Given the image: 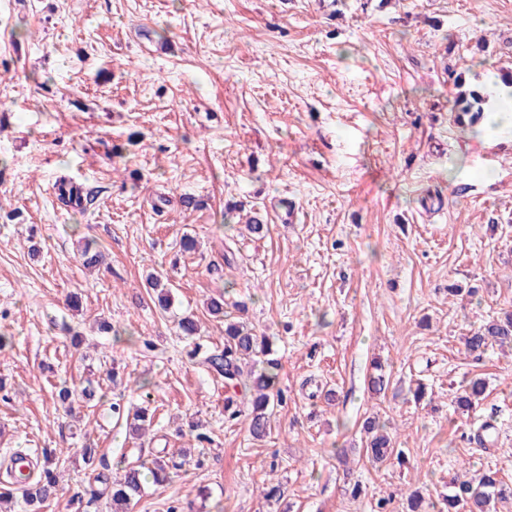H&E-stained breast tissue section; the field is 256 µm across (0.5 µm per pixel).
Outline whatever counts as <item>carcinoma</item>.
Masks as SVG:
<instances>
[{"mask_svg": "<svg viewBox=\"0 0 512 512\" xmlns=\"http://www.w3.org/2000/svg\"><path fill=\"white\" fill-rule=\"evenodd\" d=\"M454 86L458 88L454 99L457 111L473 114L471 123H476L478 115L483 111L485 98L475 90L464 92L462 75L454 77ZM147 287L157 296L158 305L168 310L171 295L162 283V276L152 273L146 279ZM177 327L182 336L194 341L193 354H198L200 344L195 342L199 335L198 321L193 315H184L178 319ZM491 345L501 347L512 346V313L502 318L494 319L465 337L467 352L481 353ZM270 346L266 339L257 336L253 329L246 325L232 322L224 323V348L208 350L203 357V364L217 375L224 378L225 389L244 388L250 393L248 399L247 419L249 430L256 439L264 438L271 424V416L275 406L282 401V391L279 387V363L269 359ZM262 358L263 367L259 370L244 372L249 359ZM486 383L481 378L471 380L465 389L455 398V412L465 414L472 411L476 403L484 396ZM56 397L66 409L78 401L89 402L94 399V391L84 387L62 384L56 387ZM386 423L377 417H368L363 429L371 435L366 442L368 456L375 463L387 461L394 452L391 438L386 431ZM55 458L51 455L44 457L43 469L39 478L34 479L18 488L5 485L0 488V504L10 503L16 489L22 491L23 508L25 512H40L43 504L58 497L61 491L59 474L54 472ZM170 474L169 461L159 455L148 463L129 466L113 478L100 474L98 482L105 485L104 493L110 496L113 512H129L132 502L141 493L147 482L155 485L165 483ZM512 498V488L498 478V472L487 469L479 472H465L463 479L454 485L453 493L448 495V512H454L457 504L466 503L469 512H491V504Z\"/></svg>", "mask_w": 512, "mask_h": 512, "instance_id": "cac0c4a2", "label": "carcinoma"}]
</instances>
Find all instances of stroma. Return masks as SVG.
<instances>
[{"instance_id": "35a3bbf8", "label": "stroma", "mask_w": 512, "mask_h": 512, "mask_svg": "<svg viewBox=\"0 0 512 512\" xmlns=\"http://www.w3.org/2000/svg\"><path fill=\"white\" fill-rule=\"evenodd\" d=\"M501 68L512 0H0V458L54 450L62 493L42 512H110L97 474L160 451L180 467L131 512H404L415 492L441 510L462 470L512 484V349L463 344L512 313V131L472 136L451 78L488 95ZM285 198L297 223L275 218ZM219 294L281 365L261 440L225 420L223 378L177 329L194 313L223 346L203 308ZM473 377L485 397L458 416ZM61 382L94 400L66 412ZM144 401L136 439L112 406ZM373 415L402 460L368 459Z\"/></svg>"}]
</instances>
